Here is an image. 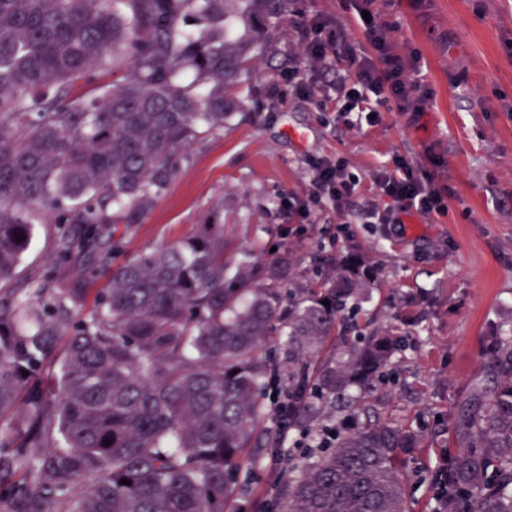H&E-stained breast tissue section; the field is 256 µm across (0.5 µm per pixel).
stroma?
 Instances as JSON below:
<instances>
[{"instance_id":"obj_1","label":"stroma","mask_w":512,"mask_h":512,"mask_svg":"<svg viewBox=\"0 0 512 512\" xmlns=\"http://www.w3.org/2000/svg\"><path fill=\"white\" fill-rule=\"evenodd\" d=\"M375 7L395 25L397 52L418 59L426 112H386L374 125L354 113L350 125L336 124L329 79L307 99L288 78L300 45L286 22L237 86L240 107L223 130L182 151L166 191L137 224L106 232L118 266L218 219L229 252L289 250L297 288L317 282L316 255H367L372 280L358 324L391 326L399 346L365 396L382 417L421 431L408 508L429 512L432 491L422 477L453 446V414L471 385L489 378L487 338L498 329L512 336V0H377ZM290 10L343 25L356 55L368 54L349 0H291ZM396 156L434 173L448 194L445 213L409 210L397 231L362 223L348 209L295 212L309 194L310 161L320 157L343 159L357 176L358 204L386 207L373 176ZM56 230L35 225L19 278L39 274L53 287L65 279L52 256Z\"/></svg>"}]
</instances>
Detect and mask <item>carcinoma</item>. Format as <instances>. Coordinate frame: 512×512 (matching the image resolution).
<instances>
[{"instance_id":"1","label":"carcinoma","mask_w":512,"mask_h":512,"mask_svg":"<svg viewBox=\"0 0 512 512\" xmlns=\"http://www.w3.org/2000/svg\"><path fill=\"white\" fill-rule=\"evenodd\" d=\"M289 2L0 0V512H236L283 457L263 398L316 444L336 399L383 377L394 338L354 343L342 317L368 290L361 255L291 288L289 251L229 257L224 224L115 270L101 233L137 223L181 150L224 129L229 91ZM125 64L119 84L72 93ZM45 220L61 225L54 252L73 270L60 288L16 280ZM90 262L109 284L86 311ZM491 367L494 389L471 388L434 476L448 512H512V353ZM421 441L379 417L354 423L291 463L263 507L408 512Z\"/></svg>"}]
</instances>
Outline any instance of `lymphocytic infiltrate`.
<instances>
[{"instance_id":"obj_1","label":"lymphocytic infiltrate","mask_w":512,"mask_h":512,"mask_svg":"<svg viewBox=\"0 0 512 512\" xmlns=\"http://www.w3.org/2000/svg\"><path fill=\"white\" fill-rule=\"evenodd\" d=\"M300 27L305 71H323L333 57L344 58L355 66L353 73L337 76L334 82L341 101L340 114L364 112L377 119L392 110L424 111L427 96L417 93L410 77L412 64L395 51L391 41L393 26L382 21L379 15L372 14L370 21L363 25L371 53L360 59L355 57L343 31L328 21L306 19L301 21ZM375 182L392 201L390 208L367 211V218L377 223H400L402 213L411 209L424 215L446 209L444 198L431 178L415 173L405 158H394L392 169L379 170ZM356 187L357 180L347 173L343 161H319L314 167L307 206L312 209L327 202L339 207L347 205Z\"/></svg>"}]
</instances>
